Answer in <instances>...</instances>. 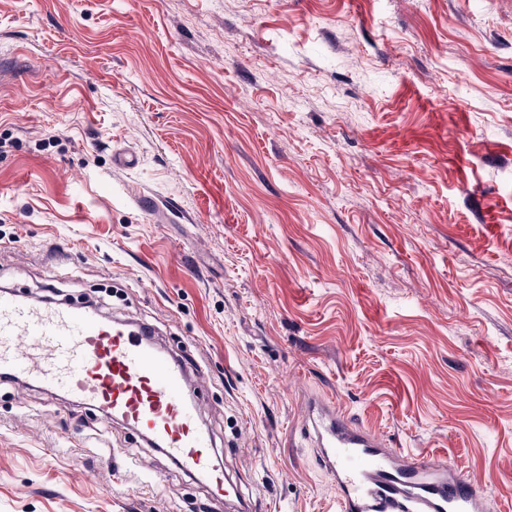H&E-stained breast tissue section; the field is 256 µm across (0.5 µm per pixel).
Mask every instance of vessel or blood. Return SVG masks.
<instances>
[{"instance_id":"obj_1","label":"vessel or blood","mask_w":512,"mask_h":512,"mask_svg":"<svg viewBox=\"0 0 512 512\" xmlns=\"http://www.w3.org/2000/svg\"><path fill=\"white\" fill-rule=\"evenodd\" d=\"M0 373L126 423L215 494H228L231 483L212 460L198 404L185 396L187 367L154 346L145 324L0 292ZM302 426L334 479L338 512H488L484 491L470 479L427 454L385 447L335 402L308 398Z\"/></svg>"}]
</instances>
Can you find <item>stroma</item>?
I'll return each mask as SVG.
<instances>
[{
	"label": "stroma",
	"mask_w": 512,
	"mask_h": 512,
	"mask_svg": "<svg viewBox=\"0 0 512 512\" xmlns=\"http://www.w3.org/2000/svg\"><path fill=\"white\" fill-rule=\"evenodd\" d=\"M0 140V288L202 366L254 512H336L310 395L512 512V0H0ZM0 512L228 509L8 379Z\"/></svg>",
	"instance_id": "obj_1"
}]
</instances>
